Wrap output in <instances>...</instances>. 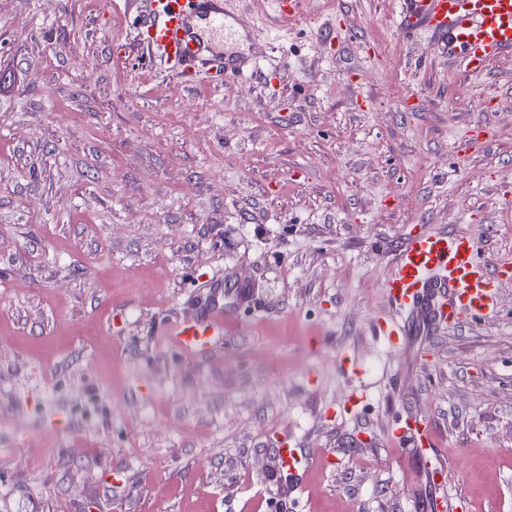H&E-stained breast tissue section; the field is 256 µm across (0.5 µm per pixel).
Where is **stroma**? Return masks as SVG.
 I'll use <instances>...</instances> for the list:
<instances>
[{
    "label": "stroma",
    "instance_id": "35a3bbf8",
    "mask_svg": "<svg viewBox=\"0 0 512 512\" xmlns=\"http://www.w3.org/2000/svg\"><path fill=\"white\" fill-rule=\"evenodd\" d=\"M226 8L255 69L187 86L136 0H0V512H512V283L494 320L376 331L411 231L512 254V55L458 70L399 0ZM415 414L434 450L390 444ZM224 327V313L215 312L206 315L194 326L179 330L183 343L191 349L201 350L207 343V336L219 333Z\"/></svg>",
    "mask_w": 512,
    "mask_h": 512
}]
</instances>
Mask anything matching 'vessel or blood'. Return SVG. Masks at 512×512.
<instances>
[{"label": "vessel or blood", "mask_w": 512, "mask_h": 512, "mask_svg": "<svg viewBox=\"0 0 512 512\" xmlns=\"http://www.w3.org/2000/svg\"><path fill=\"white\" fill-rule=\"evenodd\" d=\"M147 2L148 9L138 15L137 34L159 52L172 71L190 81L213 73L243 74V65L226 61L200 35L205 29L213 36H223L228 15L224 0ZM401 2V33L409 37L419 29L429 32L465 71H480L499 56L512 54V0ZM511 282L512 256L488 263L476 235L410 234L385 282L391 305L402 311L404 318L399 322L381 319L377 331L401 346L408 341L411 325L420 320L440 330L494 318L500 312V290ZM223 327V313L215 312L182 328L180 334L186 346L199 350L208 336ZM390 438L396 444L408 438L423 447L435 444L428 423L419 417L403 419Z\"/></svg>", "instance_id": "1"}]
</instances>
